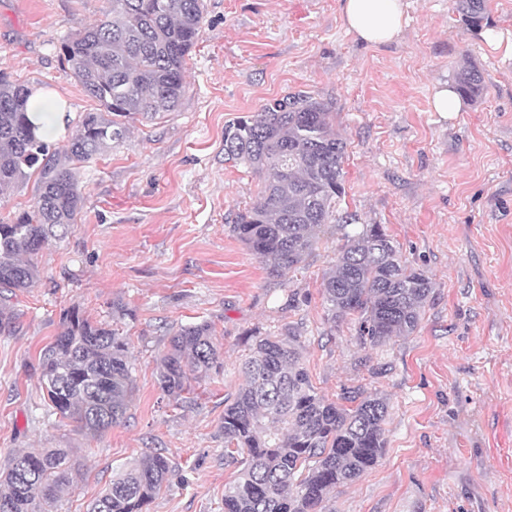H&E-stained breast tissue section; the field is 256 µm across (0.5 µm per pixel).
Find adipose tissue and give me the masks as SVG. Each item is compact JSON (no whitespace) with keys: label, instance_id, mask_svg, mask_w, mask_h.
I'll return each mask as SVG.
<instances>
[{"label":"adipose tissue","instance_id":"1","mask_svg":"<svg viewBox=\"0 0 512 512\" xmlns=\"http://www.w3.org/2000/svg\"><path fill=\"white\" fill-rule=\"evenodd\" d=\"M404 7V0H342L343 25L359 42L389 44L401 35ZM30 115L43 140H54L64 128V110L55 96L33 95Z\"/></svg>","mask_w":512,"mask_h":512}]
</instances>
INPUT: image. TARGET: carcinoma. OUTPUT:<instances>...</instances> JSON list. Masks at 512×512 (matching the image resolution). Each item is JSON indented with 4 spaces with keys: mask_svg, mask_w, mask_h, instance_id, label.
I'll list each match as a JSON object with an SVG mask.
<instances>
[{
    "mask_svg": "<svg viewBox=\"0 0 512 512\" xmlns=\"http://www.w3.org/2000/svg\"><path fill=\"white\" fill-rule=\"evenodd\" d=\"M98 22L64 38L59 56L98 108L85 112L60 149L50 150L27 116L32 89L0 72V195L38 174L34 209L0 222V335L15 331L12 299L39 279L35 256L66 234L80 211L79 165L120 144L129 121L173 112L185 94L186 57L195 46L203 0H108ZM468 29L482 27L487 0H454ZM456 90L471 101L485 90L482 70L456 72ZM346 142L328 106L306 92L287 94L224 126V162L243 163L263 178L256 203L239 213L232 232L272 275L295 270L339 223L346 244L323 281L328 319H359V340L378 346L413 334L432 281L408 265L378 224L353 233L350 215L336 216L345 195ZM211 324L182 326L159 359L158 384L175 403L192 384L223 369ZM44 401L82 433L119 424L135 382L126 337L79 308L64 311L61 329L39 364ZM244 381L224 406V458L238 466L224 486V512H321L334 488L374 468L385 448L388 403L376 393L346 397V408L320 395L301 363L298 336H258ZM76 471L62 448L14 453L0 471V512H47ZM172 476L162 453L149 452L113 473L88 512H147Z\"/></svg>",
    "mask_w": 512,
    "mask_h": 512,
    "instance_id": "cac0c4a2",
    "label": "carcinoma"
}]
</instances>
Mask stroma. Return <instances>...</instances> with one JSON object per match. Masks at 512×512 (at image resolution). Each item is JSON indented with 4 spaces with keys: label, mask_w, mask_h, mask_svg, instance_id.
<instances>
[{
    "label": "stroma",
    "mask_w": 512,
    "mask_h": 512,
    "mask_svg": "<svg viewBox=\"0 0 512 512\" xmlns=\"http://www.w3.org/2000/svg\"><path fill=\"white\" fill-rule=\"evenodd\" d=\"M400 39L359 43L340 0H204L176 111L134 120L129 136L79 169L73 231L37 255L41 275L0 335V468L18 450L66 448L81 462L52 512H86L112 473L158 450L174 469L148 512H224V403L255 337L295 328L316 390L336 401L386 398L374 468L337 487L322 512H512V0H488L487 43L452 0H405ZM107 0H0V70L54 95L66 131L95 108L62 70L59 45L101 19ZM486 91L460 112L432 107L465 60ZM304 91L330 107L347 144L341 210L384 225L403 261L433 282L418 330L371 348L350 316L330 321L322 283L344 244L326 234L300 269L274 278L231 232L261 189L224 160V126ZM296 304H289V297ZM117 321L133 364L124 420L90 438L52 414L38 369L65 309ZM215 328L224 370L182 406L158 385L159 355L180 326Z\"/></svg>",
    "instance_id": "stroma-1"
}]
</instances>
